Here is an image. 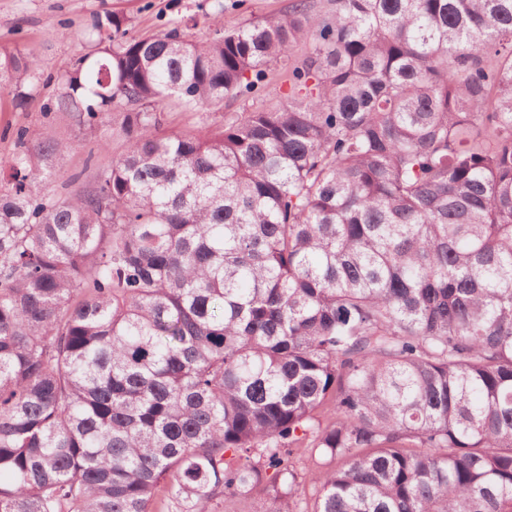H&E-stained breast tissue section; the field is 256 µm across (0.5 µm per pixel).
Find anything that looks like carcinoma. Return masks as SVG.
Instances as JSON below:
<instances>
[{"label":"carcinoma","mask_w":512,"mask_h":512,"mask_svg":"<svg viewBox=\"0 0 512 512\" xmlns=\"http://www.w3.org/2000/svg\"><path fill=\"white\" fill-rule=\"evenodd\" d=\"M128 24L47 104L126 152L66 195L72 144L4 162L0 512H512V0ZM272 66L288 104L165 128ZM39 78L0 46L1 89ZM272 501L262 492L254 491L247 496L226 497L221 512H268Z\"/></svg>","instance_id":"1"}]
</instances>
